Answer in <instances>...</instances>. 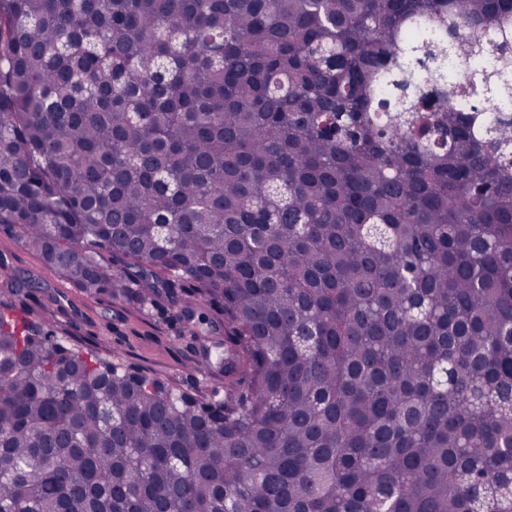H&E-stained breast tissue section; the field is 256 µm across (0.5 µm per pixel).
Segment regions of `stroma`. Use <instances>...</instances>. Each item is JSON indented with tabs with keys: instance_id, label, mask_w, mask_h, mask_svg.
Instances as JSON below:
<instances>
[{
	"instance_id": "stroma-1",
	"label": "stroma",
	"mask_w": 512,
	"mask_h": 512,
	"mask_svg": "<svg viewBox=\"0 0 512 512\" xmlns=\"http://www.w3.org/2000/svg\"><path fill=\"white\" fill-rule=\"evenodd\" d=\"M14 276L34 282L30 296L11 292ZM1 300L12 303L19 315L47 321L69 343L120 360L129 372L157 377L188 393L224 384L223 336L211 333L206 323L184 328L178 319L181 300L165 299L139 310L88 299L5 232H0Z\"/></svg>"
}]
</instances>
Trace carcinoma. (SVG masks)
Listing matches in <instances>:
<instances>
[{
    "label": "carcinoma",
    "mask_w": 512,
    "mask_h": 512,
    "mask_svg": "<svg viewBox=\"0 0 512 512\" xmlns=\"http://www.w3.org/2000/svg\"><path fill=\"white\" fill-rule=\"evenodd\" d=\"M484 95L512 108V0H0V225L224 331L214 400L0 301V512H512Z\"/></svg>",
    "instance_id": "1"
}]
</instances>
